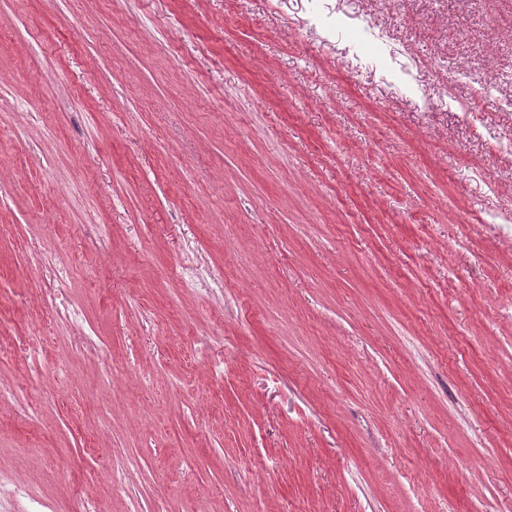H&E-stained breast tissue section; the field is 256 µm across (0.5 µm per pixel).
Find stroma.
I'll use <instances>...</instances> for the list:
<instances>
[{
	"instance_id": "stroma-1",
	"label": "stroma",
	"mask_w": 512,
	"mask_h": 512,
	"mask_svg": "<svg viewBox=\"0 0 512 512\" xmlns=\"http://www.w3.org/2000/svg\"><path fill=\"white\" fill-rule=\"evenodd\" d=\"M333 2L0 0V512H512V0Z\"/></svg>"
}]
</instances>
